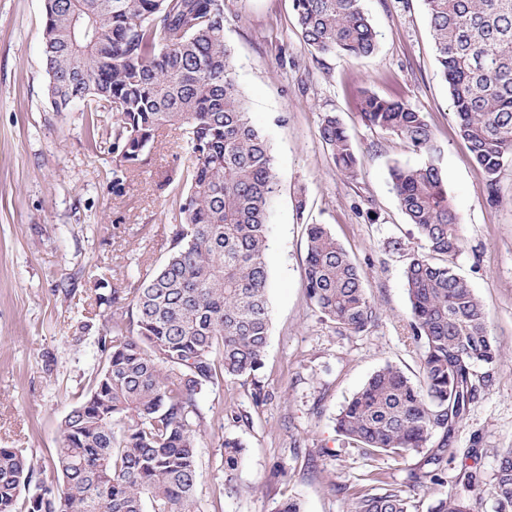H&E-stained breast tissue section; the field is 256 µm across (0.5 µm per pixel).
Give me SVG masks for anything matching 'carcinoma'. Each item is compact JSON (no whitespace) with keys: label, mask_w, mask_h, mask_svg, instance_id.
I'll return each instance as SVG.
<instances>
[{"label":"carcinoma","mask_w":512,"mask_h":512,"mask_svg":"<svg viewBox=\"0 0 512 512\" xmlns=\"http://www.w3.org/2000/svg\"><path fill=\"white\" fill-rule=\"evenodd\" d=\"M436 59L448 83L459 137L498 200L497 175L512 164V0H423ZM49 99L56 112L79 101L115 118L109 150L139 165L169 126L189 150L185 196L173 214L169 255L132 296L97 297L112 310V336L99 339L104 365L85 399L61 423L57 491L27 512H195L197 396L226 378H249L253 396L270 338L267 215L278 185L270 146L251 122L232 76L224 0H44ZM298 28L314 56L365 58L378 33L362 0H294ZM363 124L408 141L425 156L393 164L399 208L420 245L405 267L412 339L422 346V380L399 367L377 370L336 416V431L371 457L423 455L407 487L384 481L351 512H415L412 492L443 484L453 437L481 384L475 365L500 356L483 303L455 270L460 217L424 113L366 93ZM319 136L341 173H355L353 144L326 113ZM168 179V183L176 181ZM307 297L321 317L350 333L377 320L364 273L323 224H306ZM224 469L245 446L225 437ZM490 485L495 512H512V448L498 454ZM32 470L0 448V512H16ZM430 512H472L447 495Z\"/></svg>","instance_id":"1"}]
</instances>
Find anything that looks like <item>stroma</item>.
Here are the masks:
<instances>
[{"instance_id": "35a3bbf8", "label": "stroma", "mask_w": 512, "mask_h": 512, "mask_svg": "<svg viewBox=\"0 0 512 512\" xmlns=\"http://www.w3.org/2000/svg\"><path fill=\"white\" fill-rule=\"evenodd\" d=\"M379 34L368 58L313 57L293 0H225L224 37L234 50L233 77L253 124L271 146L279 188L271 202V336L252 385L228 379L197 397L201 478L196 512H272L298 501L302 512H350L375 472L407 485L422 457L373 459L354 450L335 418L385 364L419 379L422 349L409 337L404 271L419 245L401 212L389 166L420 165L407 141L365 126L362 91L399 99L424 112L440 146L448 195L461 217L456 271L482 300L501 359L476 365L489 376L453 445L480 472L475 488L457 481L451 463L441 485L414 492L417 512L438 498L470 497L475 512H494L488 483L497 451L512 448V165L497 178L498 201L460 140L448 85L435 60L423 0H364ZM44 0H0V448L33 468L21 500L59 486L55 450L64 416L87 395L103 362L98 340L106 319L96 304L106 289L137 287L168 257L176 192L169 176L188 163L178 130H169L144 163L112 193L116 155L95 148L111 140L112 115L82 103L54 111L48 97ZM341 118L357 157L343 176L319 136L325 113ZM305 196V213L296 200ZM328 225L365 274L377 319L359 334L338 332L314 309L304 288L309 223ZM239 438L245 453L226 471L221 443Z\"/></svg>"}]
</instances>
